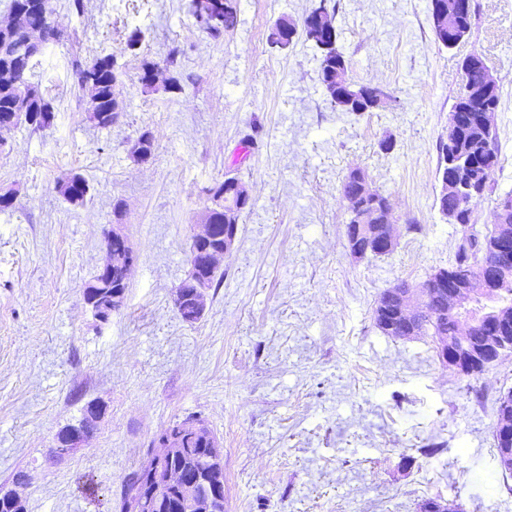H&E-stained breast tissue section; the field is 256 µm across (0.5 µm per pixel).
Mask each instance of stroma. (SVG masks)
I'll return each instance as SVG.
<instances>
[{
    "instance_id": "1",
    "label": "stroma",
    "mask_w": 512,
    "mask_h": 512,
    "mask_svg": "<svg viewBox=\"0 0 512 512\" xmlns=\"http://www.w3.org/2000/svg\"><path fill=\"white\" fill-rule=\"evenodd\" d=\"M475 2L469 37L447 50L428 0H339L351 77L394 97L354 115L326 102L310 44H267L278 18L301 21L312 0H240L235 29L218 39L194 27L187 0H85L81 15L53 0L67 38L36 57L34 81L54 122L6 133L0 152V193L14 194L0 213V486L24 474L28 512H111L156 434L190 415L223 444L224 512H419L435 497L512 512L493 441L512 355L463 378L439 363L431 337L395 339L373 322L382 291L424 281L462 240L435 204L437 144L475 49L501 89L495 190L474 209L482 232L512 191V0ZM136 28L144 38L131 52ZM172 48L181 92L144 89L143 63ZM108 53L123 71V110L101 129L85 118L72 68ZM145 131L155 152L142 165L130 150ZM355 167L399 220L395 249L364 260L349 254L340 192ZM70 172L89 182L83 205L56 190ZM228 174L252 206L191 325L172 297L212 205L207 189ZM118 202L136 260L125 306L101 323L83 290ZM91 401L104 406L92 437L52 455L56 433ZM432 445L438 454L423 455Z\"/></svg>"
}]
</instances>
